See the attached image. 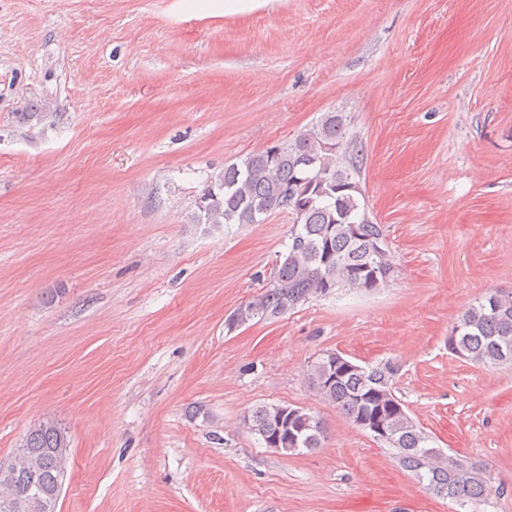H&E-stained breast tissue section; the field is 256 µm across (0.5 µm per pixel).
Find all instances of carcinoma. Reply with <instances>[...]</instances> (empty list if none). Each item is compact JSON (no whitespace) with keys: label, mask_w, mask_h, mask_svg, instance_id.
<instances>
[{"label":"carcinoma","mask_w":512,"mask_h":512,"mask_svg":"<svg viewBox=\"0 0 512 512\" xmlns=\"http://www.w3.org/2000/svg\"><path fill=\"white\" fill-rule=\"evenodd\" d=\"M342 112H326L310 129L277 143L279 154L248 155L224 167L209 181L196 204L193 221L215 229L255 224L282 211L294 217L288 251L265 288L233 310L238 327L278 318L315 297L340 288L363 292L384 285L393 273L385 229L361 204L359 149L346 137ZM449 341L464 360L486 368L512 364V296L489 292L469 304L454 322ZM397 368L334 362L322 353L308 369L316 395L349 422L381 419L398 464L423 488L462 506L489 500L493 475L463 456L434 449L432 437L410 417L395 394ZM291 406L262 404L245 413L247 430L283 455L322 446L326 429L307 409L290 418ZM70 440L58 421L35 423L20 443V468L0 478V512H56L67 473Z\"/></svg>","instance_id":"carcinoma-1"}]
</instances>
